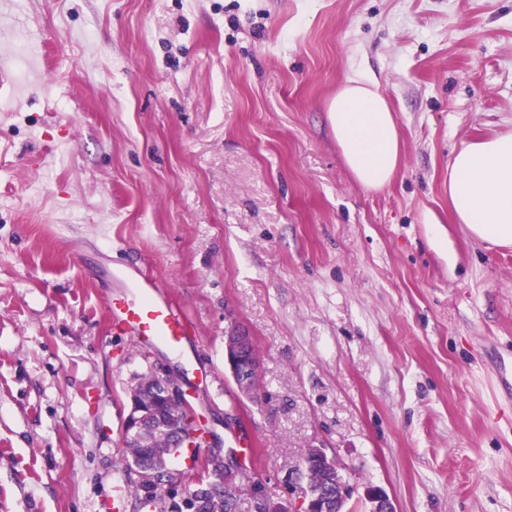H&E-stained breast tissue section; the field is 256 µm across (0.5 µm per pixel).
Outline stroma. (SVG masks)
<instances>
[{
    "instance_id": "obj_1",
    "label": "stroma",
    "mask_w": 512,
    "mask_h": 512,
    "mask_svg": "<svg viewBox=\"0 0 512 512\" xmlns=\"http://www.w3.org/2000/svg\"><path fill=\"white\" fill-rule=\"evenodd\" d=\"M0 512H138L127 390L161 366L253 480L337 459L369 512H512V246L448 207L463 144L512 131V0H0ZM364 76L402 165L346 168L326 105ZM146 271L194 334L111 328ZM250 335L254 397L224 366ZM235 417L226 424L225 414ZM250 341V337L246 331L240 328L236 323L231 322L225 329L224 365L230 375L235 379L237 388L241 393H245L249 390V381L246 380L244 376H240L242 375V368L248 346L252 362L247 366V369L255 386L257 358L252 342L249 345ZM238 377H240V379Z\"/></svg>"
}]
</instances>
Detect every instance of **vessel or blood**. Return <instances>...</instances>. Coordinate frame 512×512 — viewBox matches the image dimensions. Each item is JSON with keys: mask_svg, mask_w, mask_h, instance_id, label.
Segmentation results:
<instances>
[{"mask_svg": "<svg viewBox=\"0 0 512 512\" xmlns=\"http://www.w3.org/2000/svg\"><path fill=\"white\" fill-rule=\"evenodd\" d=\"M107 312L111 325L139 343L157 342L175 351L188 334L185 315L165 286L149 276L130 282L123 294L110 298Z\"/></svg>", "mask_w": 512, "mask_h": 512, "instance_id": "b4317fda", "label": "vessel or blood"}]
</instances>
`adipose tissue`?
Segmentation results:
<instances>
[{
	"mask_svg": "<svg viewBox=\"0 0 512 512\" xmlns=\"http://www.w3.org/2000/svg\"><path fill=\"white\" fill-rule=\"evenodd\" d=\"M327 120L342 158L364 187L391 183L402 163L394 113L377 84L348 79ZM448 202L457 223L494 246L512 244V133L464 145L448 166Z\"/></svg>",
	"mask_w": 512,
	"mask_h": 512,
	"instance_id": "ef3b65f1",
	"label": "adipose tissue"
}]
</instances>
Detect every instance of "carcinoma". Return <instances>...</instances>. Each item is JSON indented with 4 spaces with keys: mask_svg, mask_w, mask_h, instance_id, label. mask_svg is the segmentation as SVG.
<instances>
[{
    "mask_svg": "<svg viewBox=\"0 0 512 512\" xmlns=\"http://www.w3.org/2000/svg\"><path fill=\"white\" fill-rule=\"evenodd\" d=\"M140 382L147 387L141 403L159 405L158 395L154 392L157 380L151 375H144L140 377ZM173 454L170 433L163 427L154 428L144 443L138 439H125V458L146 474V478L140 482L139 496V507L144 512H165L164 500L157 496L154 487L163 480L172 486L179 484L168 469V461ZM227 481L228 477L221 466L205 467L203 477L195 486L186 488L184 505L188 512H234L236 500L248 499L252 495V488L244 482L234 485L230 492H224Z\"/></svg>",
    "mask_w": 512,
    "mask_h": 512,
    "instance_id": "1",
    "label": "carcinoma"
}]
</instances>
